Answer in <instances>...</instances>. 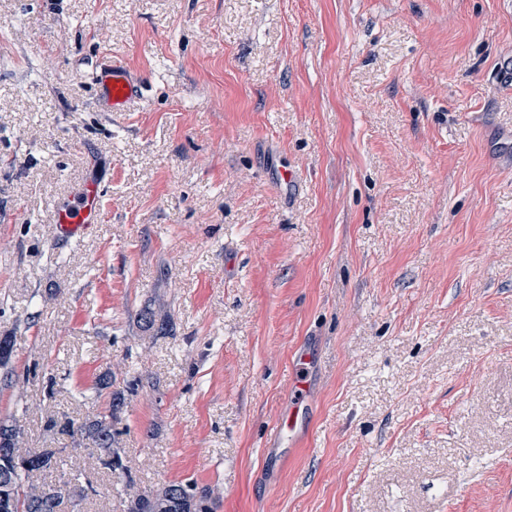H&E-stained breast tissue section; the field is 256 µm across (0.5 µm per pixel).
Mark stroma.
I'll return each instance as SVG.
<instances>
[{
	"instance_id": "35a3bbf8",
	"label": "stroma",
	"mask_w": 512,
	"mask_h": 512,
	"mask_svg": "<svg viewBox=\"0 0 512 512\" xmlns=\"http://www.w3.org/2000/svg\"><path fill=\"white\" fill-rule=\"evenodd\" d=\"M0 336L60 512H512V0H0ZM116 392L121 468L46 431ZM97 80L102 100L111 112L125 111L127 105L141 93L140 84L114 61L112 65L101 68ZM75 204L55 213L56 238L61 242L80 237L92 224H98L101 207L98 185L88 182L75 195ZM191 485L169 482L149 493L129 496L128 512H207L201 499L191 493Z\"/></svg>"
}]
</instances>
